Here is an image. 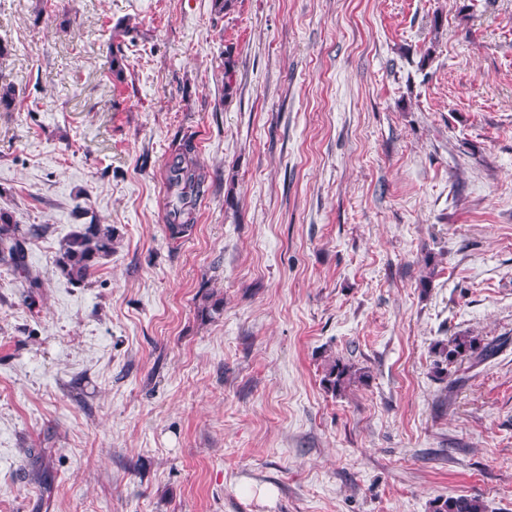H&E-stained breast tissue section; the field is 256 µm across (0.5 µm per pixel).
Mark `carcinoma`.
<instances>
[{
    "mask_svg": "<svg viewBox=\"0 0 512 512\" xmlns=\"http://www.w3.org/2000/svg\"><path fill=\"white\" fill-rule=\"evenodd\" d=\"M195 152L192 137L184 136L166 166L165 180L170 195L166 230L172 240L188 235L196 221V204L203 194L206 175ZM33 232V228L12 223L11 216L0 211V278L11 276L28 283L30 288L40 287L39 278L31 275L25 261L26 243ZM115 242L116 230L110 224L76 225L61 241L54 260L55 273L75 284L85 282L101 261L112 256ZM496 349L495 345H481L476 336L462 335L440 346L438 354L447 363L464 357L482 361ZM365 379L361 369L332 357L325 364L322 385L332 395L340 396ZM431 509L432 512H485V505L477 496H448L434 499Z\"/></svg>",
    "mask_w": 512,
    "mask_h": 512,
    "instance_id": "carcinoma-1",
    "label": "carcinoma"
}]
</instances>
